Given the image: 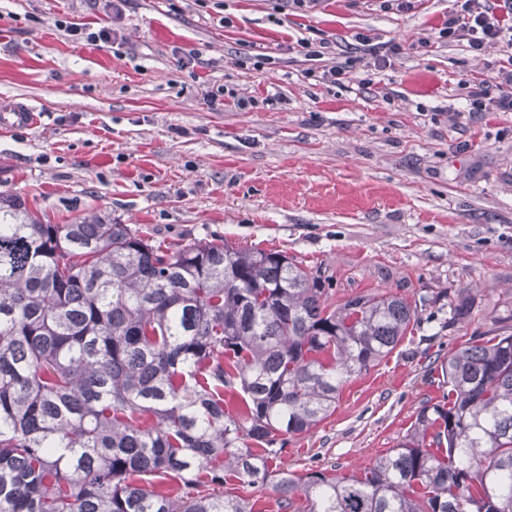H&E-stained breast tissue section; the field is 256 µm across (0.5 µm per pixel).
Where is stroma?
I'll return each instance as SVG.
<instances>
[{"label":"stroma","mask_w":512,"mask_h":512,"mask_svg":"<svg viewBox=\"0 0 512 512\" xmlns=\"http://www.w3.org/2000/svg\"><path fill=\"white\" fill-rule=\"evenodd\" d=\"M454 9L124 0L117 15L112 0H0V113L38 115L0 125V191L55 224L101 214L163 245L282 251L326 268L338 302L380 290L418 303L394 352L273 470L363 472L439 397L434 358L512 315V112L470 111L459 87L493 81L503 53L440 40ZM62 20L114 40H75ZM364 38L398 52L374 67ZM461 297L471 314L450 323Z\"/></svg>","instance_id":"stroma-1"}]
</instances>
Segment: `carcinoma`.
Segmentation results:
<instances>
[{
	"mask_svg": "<svg viewBox=\"0 0 512 512\" xmlns=\"http://www.w3.org/2000/svg\"><path fill=\"white\" fill-rule=\"evenodd\" d=\"M332 288L278 251L162 248L0 194V512H252L228 479L266 485L418 320L397 294ZM438 388L361 475L281 474L280 509L512 512V326L449 353Z\"/></svg>",
	"mask_w": 512,
	"mask_h": 512,
	"instance_id": "1",
	"label": "carcinoma"
}]
</instances>
